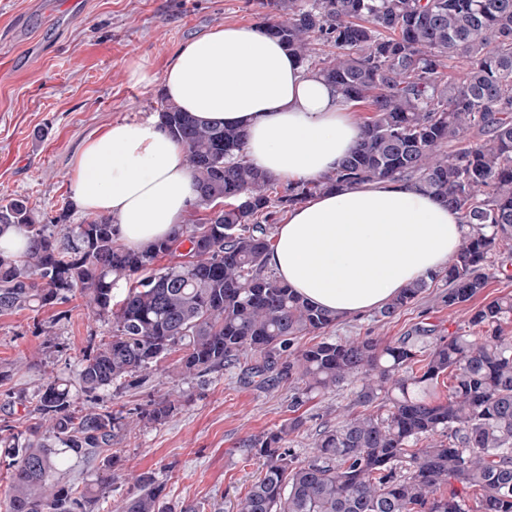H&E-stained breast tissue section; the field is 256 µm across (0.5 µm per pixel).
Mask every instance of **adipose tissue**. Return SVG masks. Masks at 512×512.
<instances>
[{"instance_id": "obj_1", "label": "adipose tissue", "mask_w": 512, "mask_h": 512, "mask_svg": "<svg viewBox=\"0 0 512 512\" xmlns=\"http://www.w3.org/2000/svg\"><path fill=\"white\" fill-rule=\"evenodd\" d=\"M161 82L182 110L243 127L247 162L275 181L320 178L362 135L336 88L304 74L259 26L227 24L189 40ZM72 191L83 211L111 217L120 239L141 248L187 222L196 174L157 122L123 120L84 143ZM463 230L459 213L418 183L374 181L291 208L268 262L307 301L350 318L447 266Z\"/></svg>"}]
</instances>
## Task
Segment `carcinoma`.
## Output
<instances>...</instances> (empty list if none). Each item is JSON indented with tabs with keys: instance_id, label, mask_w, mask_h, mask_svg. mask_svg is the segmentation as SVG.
Instances as JSON below:
<instances>
[{
	"instance_id": "1",
	"label": "carcinoma",
	"mask_w": 512,
	"mask_h": 512,
	"mask_svg": "<svg viewBox=\"0 0 512 512\" xmlns=\"http://www.w3.org/2000/svg\"><path fill=\"white\" fill-rule=\"evenodd\" d=\"M260 26L346 100L365 104L355 150L332 172L283 190L249 165L239 127L201 120L172 102L161 127L185 149L197 174L195 224H177L143 249L119 242L98 216L60 237L22 199L0 205V233L22 231L25 249L0 251V314L68 302L75 292L93 314L112 319V335L81 360L76 382L54 377L28 398V433L0 427L11 456L5 512H95L112 490L115 456L82 488L56 478L65 460L90 459L122 433L164 423L176 410L165 398L127 414L78 400L97 399L149 373L179 352L170 381L194 379L250 360L243 375L260 384L288 380L303 395L359 384L354 405L384 400L387 412L349 411L324 424L302 459L281 448L303 421L253 444L260 478L237 512H512V295L471 314L480 337L372 336L300 339L341 318L297 295L268 265L273 228L284 209L308 197L365 182L417 179L459 211L468 230L441 271L421 278L374 312L389 321L428 288L444 286L450 308L481 294L495 276L512 279L500 260L512 249V0H261ZM462 60L460 80L448 60ZM175 258L161 271L162 256ZM127 292L112 302V289ZM448 398H432L443 374ZM424 442L413 453L411 442ZM136 491L113 512H173L165 484L131 476ZM476 495V508L449 481Z\"/></svg>"
}]
</instances>
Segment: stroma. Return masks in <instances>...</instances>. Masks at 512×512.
I'll list each match as a JSON object with an SVG mask.
<instances>
[{
	"label": "stroma",
	"instance_id": "stroma-1",
	"mask_svg": "<svg viewBox=\"0 0 512 512\" xmlns=\"http://www.w3.org/2000/svg\"><path fill=\"white\" fill-rule=\"evenodd\" d=\"M65 2L0 0V203L21 198L43 222L62 216L71 226L85 218L71 205L73 161L85 140L118 120L154 118L165 100L161 84L135 83L133 70L162 75L182 44L224 24H257L260 8L259 0H83L72 13ZM439 293L429 289L388 323L368 312L329 334L394 342L424 328L436 336H477L472 308L512 295V280L492 279L452 309ZM111 329L79 296L60 307L0 315V426L25 431L33 421L28 395L53 376L75 378L83 355ZM178 358L171 353L146 379L102 393V405L126 412L169 396L178 408L164 424L117 438L119 467L99 512L132 494L131 477L143 472L164 480L174 512L188 504L236 512L260 473L248 442L299 417L304 425L287 446L306 457L320 426L340 421L353 399L349 385L299 404L297 388L247 383L237 368L175 388L166 374Z\"/></svg>",
	"mask_w": 512,
	"mask_h": 512
}]
</instances>
